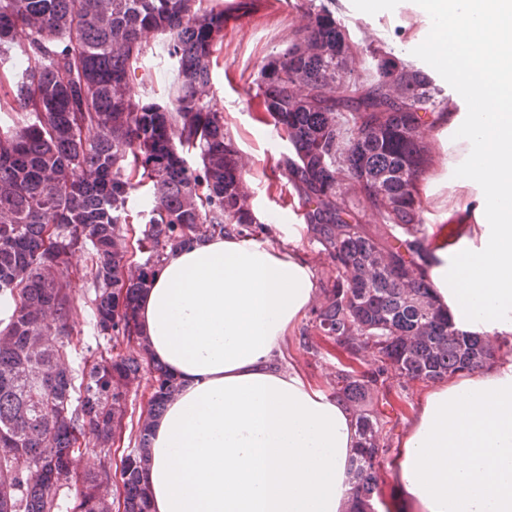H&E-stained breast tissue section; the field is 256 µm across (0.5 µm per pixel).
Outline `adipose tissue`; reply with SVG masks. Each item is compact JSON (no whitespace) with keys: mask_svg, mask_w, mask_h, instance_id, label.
<instances>
[{"mask_svg":"<svg viewBox=\"0 0 512 512\" xmlns=\"http://www.w3.org/2000/svg\"><path fill=\"white\" fill-rule=\"evenodd\" d=\"M416 42L466 109L437 124L435 300L457 327L512 343V0H419ZM302 256L262 236L169 252L138 303L149 353L180 391L152 426V512H347L355 421L276 358L314 300ZM418 512H512V356L426 394L399 449Z\"/></svg>","mask_w":512,"mask_h":512,"instance_id":"1","label":"adipose tissue"}]
</instances>
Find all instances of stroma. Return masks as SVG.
Wrapping results in <instances>:
<instances>
[{
  "label": "stroma",
  "instance_id": "obj_1",
  "mask_svg": "<svg viewBox=\"0 0 512 512\" xmlns=\"http://www.w3.org/2000/svg\"><path fill=\"white\" fill-rule=\"evenodd\" d=\"M297 0H255L254 6L234 12L224 25V43L219 65L212 73L210 93L224 112V130L244 156V173L251 193L252 208L266 212L285 224L298 225L296 235L278 238V245L298 251L309 263L317 284H324L329 275L325 258L311 243L299 204L293 201L286 178L277 167L280 157L289 150L288 142L277 131L271 119L260 116L255 99L258 73L272 54L283 49L302 21L296 9ZM336 16L350 31L356 48L373 44L406 63L424 68L436 80L447 99H454L456 86L452 75L437 68L417 49L412 48L415 25L409 0H397L390 12L367 8V0H336ZM173 80V65L167 55L155 54L151 75L134 79L130 92L134 98L145 99L167 95ZM90 249L74 252L69 269L70 297L73 307V333L79 342L72 358L73 369H81L87 350L106 348L107 341L98 336L90 311L94 284L90 275ZM281 363L312 386L324 390L336 369L333 357H312L303 354L293 336H286L282 345ZM427 383L412 384L405 392L401 410L391 418L394 448L386 455L380 469L382 499L397 505L398 461L395 448L400 445L410 423L414 406L430 391Z\"/></svg>",
  "mask_w": 512,
  "mask_h": 512
}]
</instances>
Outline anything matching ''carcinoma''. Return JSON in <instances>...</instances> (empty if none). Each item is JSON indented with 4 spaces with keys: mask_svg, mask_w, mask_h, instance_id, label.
<instances>
[{
    "mask_svg": "<svg viewBox=\"0 0 512 512\" xmlns=\"http://www.w3.org/2000/svg\"><path fill=\"white\" fill-rule=\"evenodd\" d=\"M245 6L0 0V112L25 113L0 126V297L14 303L0 326V492L12 512H61L77 437L102 449L122 438L127 389L146 368L152 397L121 480L125 512H151L142 477L151 422L178 383L150 357L135 309L167 251L252 234L244 159L208 91L224 22ZM303 8L291 44L262 66L255 98L291 146L280 167L310 240L336 272L296 340L312 356L336 350L331 395L352 411L359 435L350 512H366L381 495L393 386L474 373L512 345L460 330L422 275L434 255L415 186L429 163L424 127L445 110L442 87L369 45L360 75L370 91L336 96V69L353 59L349 31L336 20V0ZM150 34L176 71L162 102L129 95ZM142 188L151 194L141 239L148 256L133 264L118 225ZM369 214L379 221L372 230L363 224ZM49 224L58 228L53 239ZM87 244L96 329L130 350L91 353L77 384L64 278L69 255ZM110 482L105 453L83 473L68 512H101Z\"/></svg>",
    "mask_w": 512,
    "mask_h": 512,
    "instance_id": "1",
    "label": "carcinoma"
}]
</instances>
